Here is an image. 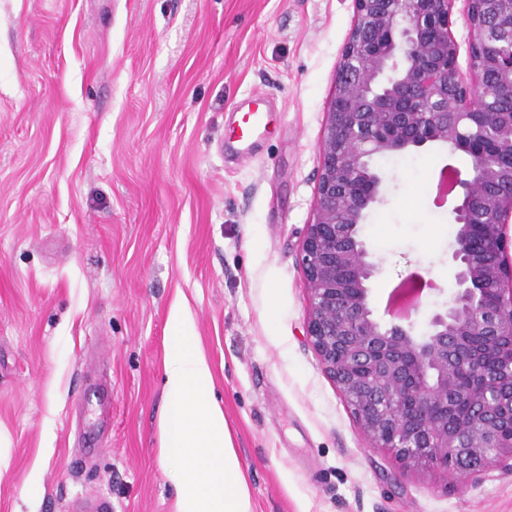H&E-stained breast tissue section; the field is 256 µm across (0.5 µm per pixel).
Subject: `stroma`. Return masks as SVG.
I'll return each mask as SVG.
<instances>
[{
	"mask_svg": "<svg viewBox=\"0 0 512 512\" xmlns=\"http://www.w3.org/2000/svg\"><path fill=\"white\" fill-rule=\"evenodd\" d=\"M352 0H0V512H175L158 457L174 301L254 512H512V473L406 469L305 336L300 264ZM273 109L237 138L248 94ZM440 144L378 164L370 300L454 285ZM41 482L31 485L33 470Z\"/></svg>",
	"mask_w": 512,
	"mask_h": 512,
	"instance_id": "35a3bbf8",
	"label": "stroma"
}]
</instances>
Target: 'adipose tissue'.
<instances>
[{
  "label": "adipose tissue",
  "instance_id": "ef3b65f1",
  "mask_svg": "<svg viewBox=\"0 0 512 512\" xmlns=\"http://www.w3.org/2000/svg\"><path fill=\"white\" fill-rule=\"evenodd\" d=\"M167 330L158 453L176 466V512H254L211 367L183 301L172 304Z\"/></svg>",
  "mask_w": 512,
  "mask_h": 512
}]
</instances>
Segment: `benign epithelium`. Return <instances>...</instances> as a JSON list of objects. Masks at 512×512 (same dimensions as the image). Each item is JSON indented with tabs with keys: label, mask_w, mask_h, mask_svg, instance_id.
Here are the masks:
<instances>
[{
	"label": "benign epithelium",
	"mask_w": 512,
	"mask_h": 512,
	"mask_svg": "<svg viewBox=\"0 0 512 512\" xmlns=\"http://www.w3.org/2000/svg\"><path fill=\"white\" fill-rule=\"evenodd\" d=\"M453 2L353 0L301 265L307 339L366 437L406 468L451 466L478 482L491 469L512 471V190L499 183L512 166V118L473 111L484 81L512 88V0H464L470 80L457 66ZM429 143L465 152L470 165L437 185L448 189L457 226L456 291L417 336L424 292L442 289L412 274L388 320L376 319L368 281L378 265L361 224L382 201L373 158ZM486 355L509 373L484 365Z\"/></svg>",
	"instance_id": "1"
}]
</instances>
